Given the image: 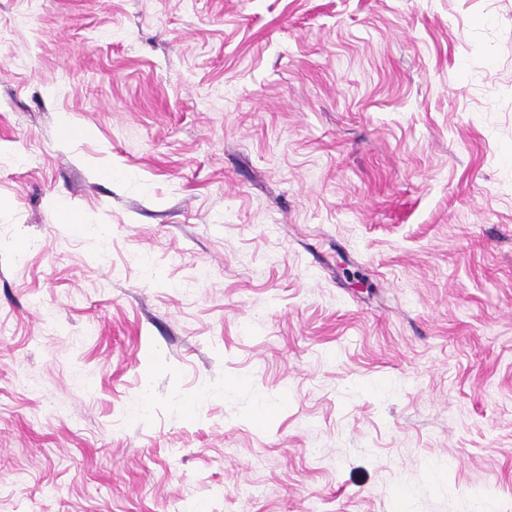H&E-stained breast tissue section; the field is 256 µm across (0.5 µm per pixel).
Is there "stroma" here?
<instances>
[{
	"instance_id": "35a3bbf8",
	"label": "stroma",
	"mask_w": 512,
	"mask_h": 512,
	"mask_svg": "<svg viewBox=\"0 0 512 512\" xmlns=\"http://www.w3.org/2000/svg\"><path fill=\"white\" fill-rule=\"evenodd\" d=\"M0 512H512V0H0Z\"/></svg>"
}]
</instances>
